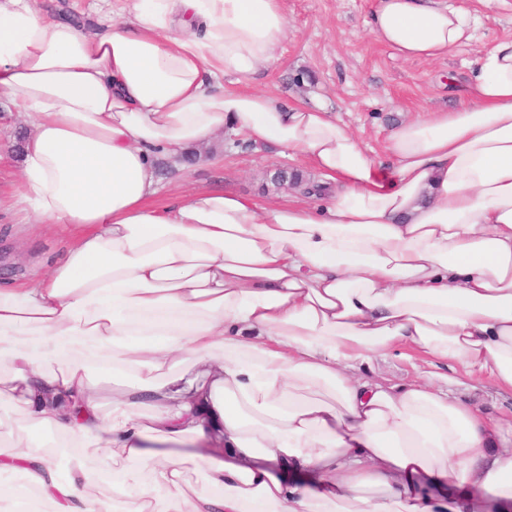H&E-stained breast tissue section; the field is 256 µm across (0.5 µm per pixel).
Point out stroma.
<instances>
[{
    "mask_svg": "<svg viewBox=\"0 0 512 512\" xmlns=\"http://www.w3.org/2000/svg\"><path fill=\"white\" fill-rule=\"evenodd\" d=\"M373 0H286L288 37L281 44L274 67L254 83L279 100L297 105H323L377 156H384L389 134L396 125L425 117L430 110L449 107L453 87L462 83L469 65L497 38L512 35V0H455L479 16L480 28L470 44L436 61H407L371 34L367 21ZM26 126L20 113L0 102V195L21 191V154L17 137ZM198 159L183 170L165 164L163 183L182 192L222 188L272 204L294 199L293 191L275 187L281 170L313 169L301 158L281 157L273 145L236 142L225 137L197 148ZM73 241L70 228L50 231L36 224L17 223L13 213H0V284L20 283L45 274ZM433 367L426 356L399 347L387 357H371L362 375L406 384L429 375ZM457 380V397L473 410L494 415L512 413V392L497 388L490 379L465 366L450 371ZM50 433L39 432L33 418L0 400V449L20 440Z\"/></svg>",
    "mask_w": 512,
    "mask_h": 512,
    "instance_id": "35a3bbf8",
    "label": "stroma"
}]
</instances>
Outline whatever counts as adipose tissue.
I'll list each match as a JSON object with an SVG mask.
<instances>
[{
    "instance_id": "adipose-tissue-1",
    "label": "adipose tissue",
    "mask_w": 512,
    "mask_h": 512,
    "mask_svg": "<svg viewBox=\"0 0 512 512\" xmlns=\"http://www.w3.org/2000/svg\"><path fill=\"white\" fill-rule=\"evenodd\" d=\"M94 27L0 0V99L24 116L22 191L0 210L81 234L0 287V396L69 448L107 447L111 498L29 438L0 451V512H486L512 504V416L453 378H359L406 346L512 391V36L453 108L402 123L382 161L323 108L230 92L274 65L285 0H95ZM371 33L432 61L472 41L452 0H375ZM234 133L321 174L312 203L200 189L162 207L158 163ZM203 379H185L184 361ZM129 382L102 410L92 370ZM203 441L193 461L166 443ZM212 490L193 491L189 468ZM316 471L318 488L291 476ZM489 492L461 504L421 479Z\"/></svg>"
}]
</instances>
